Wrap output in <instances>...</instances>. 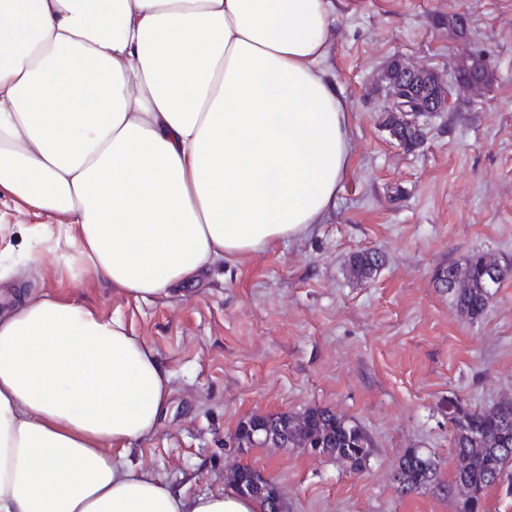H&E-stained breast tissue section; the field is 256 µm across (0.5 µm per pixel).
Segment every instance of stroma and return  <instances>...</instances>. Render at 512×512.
<instances>
[{"mask_svg": "<svg viewBox=\"0 0 512 512\" xmlns=\"http://www.w3.org/2000/svg\"><path fill=\"white\" fill-rule=\"evenodd\" d=\"M332 5L325 67L351 112L352 163L323 223L143 303L58 265L38 218L1 196L0 311L22 290L120 317L150 345L168 373L167 409L124 455L186 495L227 490L226 472L246 465L280 489L283 512H454L449 403L512 398V0ZM453 13L464 32L449 30ZM471 55L488 73L478 91L455 79ZM395 60L429 67L452 97L412 149L386 127L379 77ZM369 249L382 266L353 277L352 257ZM477 252L509 274L469 319L437 274ZM311 407L367 432L366 468L300 448L232 450L249 417ZM408 448L437 470L404 494L393 476Z\"/></svg>", "mask_w": 512, "mask_h": 512, "instance_id": "35a3bbf8", "label": "stroma"}]
</instances>
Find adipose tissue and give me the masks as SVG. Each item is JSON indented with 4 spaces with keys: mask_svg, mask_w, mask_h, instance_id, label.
Returning <instances> with one entry per match:
<instances>
[{
    "mask_svg": "<svg viewBox=\"0 0 512 512\" xmlns=\"http://www.w3.org/2000/svg\"><path fill=\"white\" fill-rule=\"evenodd\" d=\"M330 0H0V193L59 263L148 303L306 235L351 163L324 67ZM168 377L120 318L17 295L0 314V512H260L112 452Z\"/></svg>",
    "mask_w": 512,
    "mask_h": 512,
    "instance_id": "adipose-tissue-1",
    "label": "adipose tissue"
}]
</instances>
